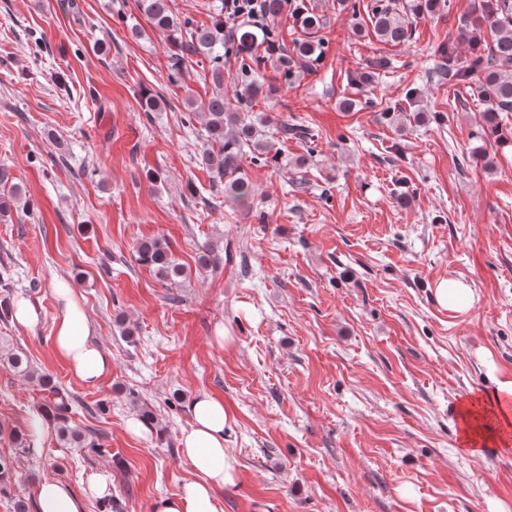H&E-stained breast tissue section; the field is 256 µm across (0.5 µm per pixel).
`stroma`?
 Returning <instances> with one entry per match:
<instances>
[{
  "mask_svg": "<svg viewBox=\"0 0 512 512\" xmlns=\"http://www.w3.org/2000/svg\"><path fill=\"white\" fill-rule=\"evenodd\" d=\"M306 3L325 21L324 55L290 82L260 68L278 93L250 115L282 160L243 155L253 196L232 211L216 203L225 184L201 161L203 119L186 105L212 86L196 65L169 80L171 44L137 0H0V167L21 190L0 221V286L39 316L0 318V355L24 352L65 388L69 426L101 445L30 437L48 394L0 359V455L13 463L0 512L34 504L44 479L86 493L100 477L111 498L89 497L86 512H152L194 477L179 439L201 394L224 404L238 471L218 512H512V448L471 456L460 416L512 381V112L503 138L481 137L470 87L428 76L447 43L469 56L474 0L414 20L398 46L338 0ZM379 56L387 74L357 88ZM145 90L157 111L142 110ZM345 97L354 111L339 109ZM390 106L429 119L399 126ZM285 123L312 129L313 147L284 139ZM148 238L169 243L186 279L136 262ZM208 245L220 260L202 268ZM450 279L469 283L472 305L440 306L435 287ZM59 280L112 358L96 386L53 347ZM142 405L160 426L146 438L126 427Z\"/></svg>",
  "mask_w": 512,
  "mask_h": 512,
  "instance_id": "1",
  "label": "stroma"
}]
</instances>
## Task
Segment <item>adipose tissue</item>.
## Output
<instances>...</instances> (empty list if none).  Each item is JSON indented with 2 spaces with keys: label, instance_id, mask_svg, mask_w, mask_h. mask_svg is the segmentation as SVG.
Returning <instances> with one entry per match:
<instances>
[{
  "label": "adipose tissue",
  "instance_id": "1",
  "mask_svg": "<svg viewBox=\"0 0 512 512\" xmlns=\"http://www.w3.org/2000/svg\"><path fill=\"white\" fill-rule=\"evenodd\" d=\"M56 295L60 312L52 325L53 345L83 384L97 385L111 372L112 360L90 341L89 320L79 298L62 284ZM189 410L192 424L181 436V447L195 478L180 492L157 500L154 512H218L216 490L236 479L235 461L224 446L228 418L223 402L203 395L191 401ZM462 414L472 454H480L483 443L505 441L512 427V382L500 384L490 411L466 408ZM36 512H85V498L65 482L46 479L36 489Z\"/></svg>",
  "mask_w": 512,
  "mask_h": 512
}]
</instances>
